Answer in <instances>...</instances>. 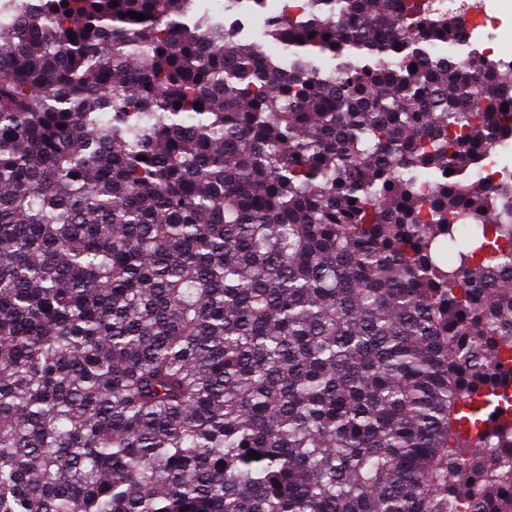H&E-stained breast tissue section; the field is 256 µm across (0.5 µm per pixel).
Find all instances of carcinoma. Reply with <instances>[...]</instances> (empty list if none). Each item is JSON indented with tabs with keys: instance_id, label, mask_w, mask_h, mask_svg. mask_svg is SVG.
Masks as SVG:
<instances>
[{
	"instance_id": "obj_1",
	"label": "carcinoma",
	"mask_w": 512,
	"mask_h": 512,
	"mask_svg": "<svg viewBox=\"0 0 512 512\" xmlns=\"http://www.w3.org/2000/svg\"><path fill=\"white\" fill-rule=\"evenodd\" d=\"M463 24L0 0V512H512V72ZM509 144H497L485 157L480 169V176L496 188H512V162L503 161V156L512 154V137L509 136Z\"/></svg>"
}]
</instances>
